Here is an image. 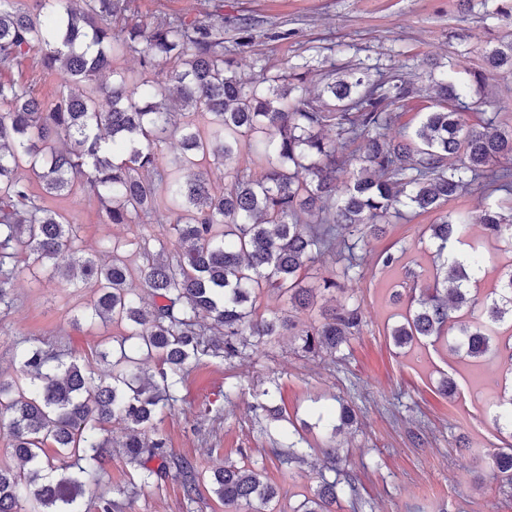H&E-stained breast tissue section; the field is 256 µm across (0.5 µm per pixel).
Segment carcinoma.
Returning a JSON list of instances; mask_svg holds the SVG:
<instances>
[{
	"label": "carcinoma",
	"instance_id": "obj_1",
	"mask_svg": "<svg viewBox=\"0 0 512 512\" xmlns=\"http://www.w3.org/2000/svg\"><path fill=\"white\" fill-rule=\"evenodd\" d=\"M31 14L20 0H0V305L13 302L18 258L23 255L94 289L83 317L126 324L129 347L111 360L112 373L96 380L71 360L29 346L17 349L19 368L0 377V422L11 437L14 470L0 468V512H115L103 489L83 503L87 487L101 482L105 458L116 446L141 484L174 475L183 496L197 495V473L186 458L168 451L155 421L175 408L185 365L208 356L231 361L251 339L292 330L291 316L255 315L265 293L288 298L294 310L312 308L317 293L333 304L294 336L306 354L334 355L356 335L359 306L343 296L357 276L370 239L403 211H436L474 187L505 197L482 209L486 238L512 242V121L493 112L476 124L464 114L488 74L512 73V39L483 50V67H451L431 77L436 109L400 139L390 137L398 104L416 92L396 75L361 72L351 80L328 72L315 96L303 92V76L266 67L242 78L224 58V20L207 23L185 15L124 21L127 0H39ZM40 54L43 70L61 75L57 102L46 105L35 84L1 74ZM140 54V71L115 67L127 53ZM112 73V84L97 82ZM467 80L459 79V74ZM336 128V138L323 136ZM178 138L163 157L162 147ZM247 153L252 173L233 168L214 188L201 171L212 160L228 165ZM357 168L341 187L338 173ZM32 172L48 193L77 184L93 196L109 224H157L177 238L178 250L140 249L132 269L112 243L101 262L77 245L75 225L48 209L22 171ZM178 217L168 224L166 211ZM468 222L445 212L429 225L446 261L420 294L409 295L404 322L391 336L398 347L439 339L456 330L451 348L462 360L512 350V263L498 271L485 294L486 257L474 244L465 252ZM336 268L311 284L306 271L324 258ZM138 277L152 301L133 290ZM158 358L156 372L131 383L135 353ZM125 426L112 442V421ZM355 411L339 403L336 432L353 424ZM496 429L512 438V385L503 389L493 415ZM58 450L44 458V447ZM323 471L313 495L294 512H331L342 498L362 507L355 478L338 448L323 449ZM286 464L305 461L290 442L280 449ZM159 461L156 468L148 465ZM500 487L512 495V451L493 458ZM213 492L232 508L269 512L278 490L250 467L214 471Z\"/></svg>",
	"mask_w": 512,
	"mask_h": 512
}]
</instances>
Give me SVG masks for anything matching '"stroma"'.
Returning a JSON list of instances; mask_svg holds the SVG:
<instances>
[{"label": "stroma", "instance_id": "1", "mask_svg": "<svg viewBox=\"0 0 512 512\" xmlns=\"http://www.w3.org/2000/svg\"><path fill=\"white\" fill-rule=\"evenodd\" d=\"M222 6L224 47L242 74L286 65L304 74L318 93L324 73L380 68L413 82L416 92L396 111L395 126L414 130L431 111L434 94L427 72L432 63L448 65L465 55L466 65H482L486 43L504 35L496 0H210ZM243 18L258 26L252 39L238 29ZM46 206L79 228L85 252L102 255L109 241L124 243L130 266L142 264L138 248L149 227L110 224L97 201L84 191L49 196ZM436 213L392 220L382 236L370 239L363 270L346 281L347 294L360 307L362 326L336 356L298 351L294 337H273L249 348L244 357H211L191 363L179 386L174 410L157 422L169 450L209 475L220 467L253 466L279 490L276 512H291L319 481L323 449L337 448L356 476L365 502L361 512H512L494 476L492 456L501 436L468 382V366L445 343L424 341L399 348L390 334L406 312L391 294L405 271L424 276L433 266L435 245L427 227ZM399 255L397 268L383 266L384 252ZM92 292L51 277L34 260L19 264L12 308L0 310V375H12L18 346H43L62 360H77L100 374L108 365L100 351L119 348L123 325L84 319ZM453 378L455 397L440 392ZM242 385L234 403L224 386ZM268 389L285 417L303 426L311 447L304 463L284 465L273 451L288 444L287 432L266 434V419L253 410L255 392ZM353 402L357 419L338 435L317 421L321 408L336 398ZM469 445L460 452L459 443ZM132 512H225L211 484L187 504L172 478L138 487Z\"/></svg>", "mask_w": 512, "mask_h": 512}]
</instances>
